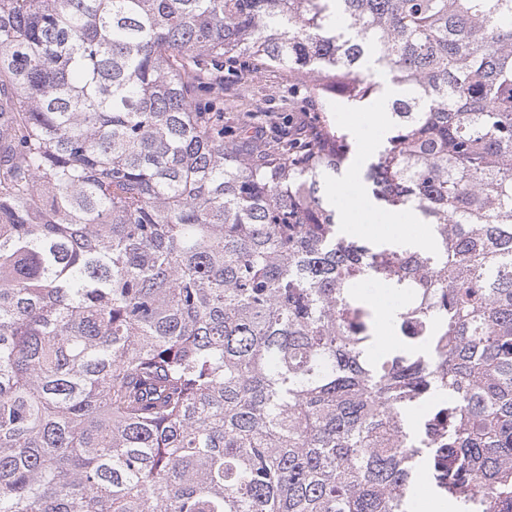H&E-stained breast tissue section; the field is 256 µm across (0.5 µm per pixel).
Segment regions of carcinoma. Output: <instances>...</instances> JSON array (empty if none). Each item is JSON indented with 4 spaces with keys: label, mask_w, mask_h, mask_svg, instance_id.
Segmentation results:
<instances>
[{
    "label": "carcinoma",
    "mask_w": 512,
    "mask_h": 512,
    "mask_svg": "<svg viewBox=\"0 0 512 512\" xmlns=\"http://www.w3.org/2000/svg\"><path fill=\"white\" fill-rule=\"evenodd\" d=\"M323 104L256 139L199 58ZM391 85L346 235L330 103ZM404 295L375 353L363 285ZM512 512V0H0V512ZM416 220L412 212L402 214H386L383 216L374 215L372 210H363L357 213H350L343 221L346 224L348 233L356 236H379L388 241H406L417 247L425 246L430 235L421 231H413L409 224ZM415 227L424 224H414Z\"/></svg>",
    "instance_id": "1"
}]
</instances>
